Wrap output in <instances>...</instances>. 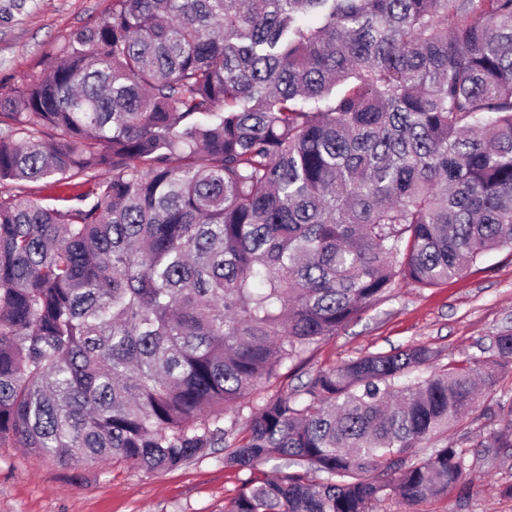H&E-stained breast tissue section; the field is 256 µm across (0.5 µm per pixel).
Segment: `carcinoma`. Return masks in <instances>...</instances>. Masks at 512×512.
<instances>
[{
    "label": "carcinoma",
    "mask_w": 512,
    "mask_h": 512,
    "mask_svg": "<svg viewBox=\"0 0 512 512\" xmlns=\"http://www.w3.org/2000/svg\"><path fill=\"white\" fill-rule=\"evenodd\" d=\"M0 127V447L276 462L224 512L468 496L467 450L412 449L495 385L480 360L371 353L224 410L397 281L512 248V0H112ZM43 180L76 192L15 194ZM476 447L512 457V409Z\"/></svg>",
    "instance_id": "obj_1"
}]
</instances>
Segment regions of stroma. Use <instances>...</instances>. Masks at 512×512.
<instances>
[{
  "label": "stroma",
  "instance_id": "35a3bbf8",
  "mask_svg": "<svg viewBox=\"0 0 512 512\" xmlns=\"http://www.w3.org/2000/svg\"><path fill=\"white\" fill-rule=\"evenodd\" d=\"M111 10L112 0H0V97L44 73L64 38L100 23ZM510 329L512 249L504 247L432 287L398 282L387 298L313 346L303 365L283 369L274 387L242 402L238 417L246 419L271 391L294 392L316 370L369 353L423 345L434 351L436 370L452 361L488 360L492 337ZM499 403H512V369L448 434L449 443L472 452V495L449 493L423 504L422 512H512V497L504 493L512 485V458L489 462L473 452L498 426L485 411ZM223 457L219 448L172 471L135 474L119 464L63 466L25 448L0 447V512H222L246 478L225 468Z\"/></svg>",
  "mask_w": 512,
  "mask_h": 512
}]
</instances>
